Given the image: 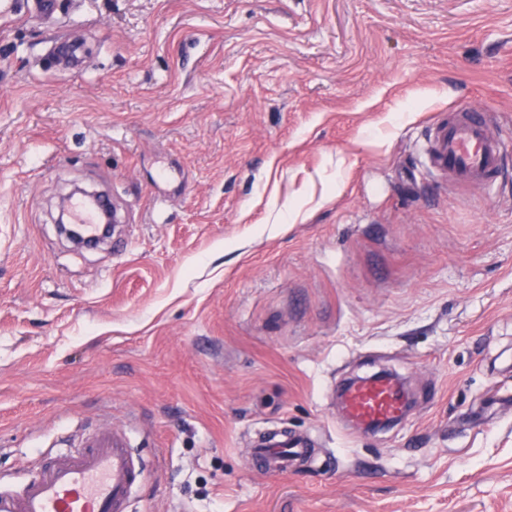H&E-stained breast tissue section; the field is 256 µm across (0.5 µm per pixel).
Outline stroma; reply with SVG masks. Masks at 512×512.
<instances>
[{
	"label": "stroma",
	"instance_id": "35a3bbf8",
	"mask_svg": "<svg viewBox=\"0 0 512 512\" xmlns=\"http://www.w3.org/2000/svg\"><path fill=\"white\" fill-rule=\"evenodd\" d=\"M464 100L490 195L422 172ZM382 371L414 405L355 431L336 388ZM106 425L129 512H512V0H0V481ZM284 429L314 455L263 474Z\"/></svg>",
	"mask_w": 512,
	"mask_h": 512
}]
</instances>
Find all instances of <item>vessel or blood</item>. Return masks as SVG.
I'll list each match as a JSON object with an SVG mask.
<instances>
[{"mask_svg":"<svg viewBox=\"0 0 512 512\" xmlns=\"http://www.w3.org/2000/svg\"><path fill=\"white\" fill-rule=\"evenodd\" d=\"M426 135V166L432 175L458 189L494 190L506 153L491 112L457 107L430 125ZM341 400L347 418L357 425L395 423L405 415L402 391L389 377L352 383ZM257 454L271 459L277 472L307 451L281 444L259 448ZM143 476L128 435L105 428L82 448L39 470L20 490L0 485V512H127Z\"/></svg>","mask_w":512,"mask_h":512,"instance_id":"1","label":"vessel or blood"}]
</instances>
